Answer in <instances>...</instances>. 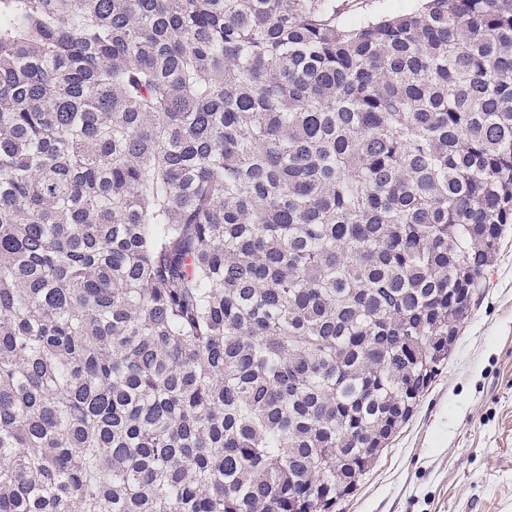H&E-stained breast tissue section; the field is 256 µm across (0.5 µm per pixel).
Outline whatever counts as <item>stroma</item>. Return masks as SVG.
<instances>
[{
	"mask_svg": "<svg viewBox=\"0 0 512 512\" xmlns=\"http://www.w3.org/2000/svg\"><path fill=\"white\" fill-rule=\"evenodd\" d=\"M417 4L336 0V21ZM333 512H512V230L416 412Z\"/></svg>",
	"mask_w": 512,
	"mask_h": 512,
	"instance_id": "stroma-1",
	"label": "stroma"
}]
</instances>
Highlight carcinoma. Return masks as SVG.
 <instances>
[{
  "label": "carcinoma",
  "mask_w": 512,
  "mask_h": 512,
  "mask_svg": "<svg viewBox=\"0 0 512 512\" xmlns=\"http://www.w3.org/2000/svg\"><path fill=\"white\" fill-rule=\"evenodd\" d=\"M512 224V0H0V512H330ZM417 0H336V23L355 25L367 18L412 9Z\"/></svg>",
  "instance_id": "cac0c4a2"
}]
</instances>
